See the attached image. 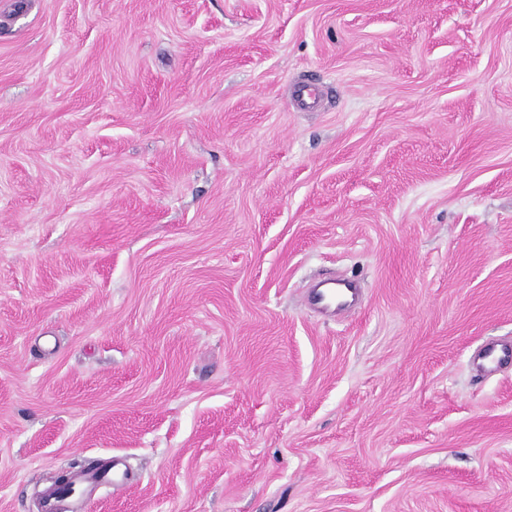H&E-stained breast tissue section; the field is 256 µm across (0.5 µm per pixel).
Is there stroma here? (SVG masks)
I'll list each match as a JSON object with an SVG mask.
<instances>
[{
    "instance_id": "1",
    "label": "stroma",
    "mask_w": 512,
    "mask_h": 512,
    "mask_svg": "<svg viewBox=\"0 0 512 512\" xmlns=\"http://www.w3.org/2000/svg\"><path fill=\"white\" fill-rule=\"evenodd\" d=\"M491 339L512 0H0V512H512ZM116 466L117 463L112 464V461H107L93 470L73 474L76 489L79 491L73 495L63 494L59 486L49 487L46 491L45 512H61V509L58 507L60 503L82 499L102 485H110L116 490H121L125 487L126 483L122 479H115Z\"/></svg>"
}]
</instances>
